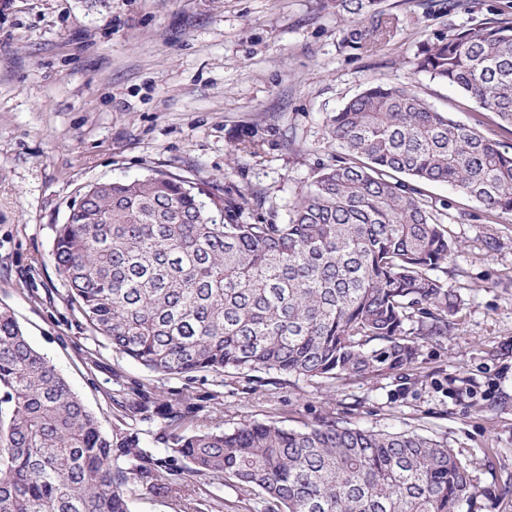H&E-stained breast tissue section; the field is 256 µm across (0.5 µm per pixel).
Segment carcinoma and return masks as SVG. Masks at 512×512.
<instances>
[{"label": "carcinoma", "instance_id": "carcinoma-1", "mask_svg": "<svg viewBox=\"0 0 512 512\" xmlns=\"http://www.w3.org/2000/svg\"><path fill=\"white\" fill-rule=\"evenodd\" d=\"M384 0H320L362 53L390 36ZM475 0H438L471 13ZM413 68L458 88L504 139L437 111L404 84H374L327 123L338 147L285 224L240 220L224 195L217 220L179 175L156 171L89 186L57 225L52 259L90 327L151 372L192 377L273 370L366 377L411 365L409 336H446L459 296L437 272L455 261L446 214L425 186L445 184L512 215V18L422 42ZM140 389L127 407L150 412ZM194 410L166 404L159 458L133 431L117 446L67 380L0 308V512H131L132 491L187 474L260 492L272 512H460L467 465L445 441L375 432L327 412L301 429L276 421L187 429Z\"/></svg>", "mask_w": 512, "mask_h": 512}]
</instances>
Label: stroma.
I'll return each instance as SVG.
<instances>
[{
    "instance_id": "stroma-1",
    "label": "stroma",
    "mask_w": 512,
    "mask_h": 512,
    "mask_svg": "<svg viewBox=\"0 0 512 512\" xmlns=\"http://www.w3.org/2000/svg\"><path fill=\"white\" fill-rule=\"evenodd\" d=\"M398 23L372 55L339 46L319 0H0V307L50 359L112 442L138 430L157 456L162 420L119 401L145 387L198 405V425L280 421L326 411L373 431L447 441L473 479L471 512H512V216L462 220L481 206L447 186L456 261L444 275L462 305L451 335L422 339L409 367L307 379L273 371L188 379L148 371L94 333L56 270L57 225L89 185L168 171L223 203L248 200V223H287L288 208L336 149L327 120L375 83L399 82L472 126L456 88L415 72L419 43L476 24L427 0H386ZM230 481L186 474L173 490H136L132 512H269Z\"/></svg>"
}]
</instances>
